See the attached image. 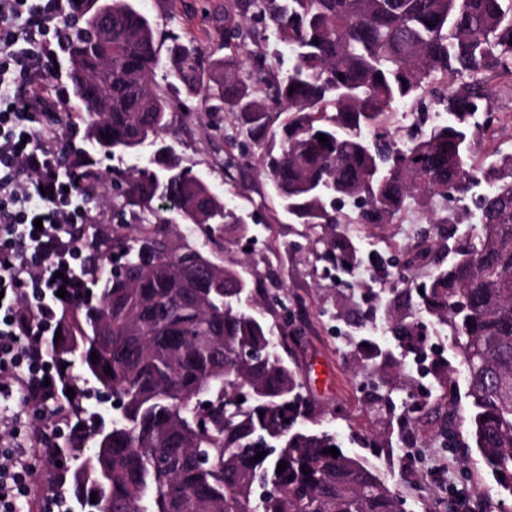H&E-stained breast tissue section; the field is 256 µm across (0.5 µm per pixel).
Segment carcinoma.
I'll list each match as a JSON object with an SVG mask.
<instances>
[{
  "label": "carcinoma",
  "instance_id": "carcinoma-1",
  "mask_svg": "<svg viewBox=\"0 0 512 512\" xmlns=\"http://www.w3.org/2000/svg\"><path fill=\"white\" fill-rule=\"evenodd\" d=\"M81 2L68 41L71 94L83 103L85 77L112 111L78 113L97 155L80 152L66 165L99 180L98 156L151 147L157 169L114 182L119 221L98 232L93 260L114 255L119 265L65 306L61 338L46 346L58 387L50 416L71 434L47 435L38 450L43 499L57 508L70 499L80 512H399L402 502L365 461L307 426L304 381L279 352L288 341L272 346L263 317L288 312L283 273L270 265L249 278L246 263L175 236L179 222L215 235L244 218L172 162L163 134L175 113L156 84L160 72L205 111L229 113L242 145L262 149L260 170L288 218L321 229L310 241L318 260L352 272L368 255L338 225L423 214L428 228L383 263L387 297L371 280L366 308L338 301L336 318L360 333L358 374L378 399L400 382V360L362 335L368 321L381 317L404 355L426 345L423 315L448 328L476 452L512 495V152L476 164L477 119L487 127L497 120L487 75L512 80V0H233L207 57L191 39L162 49L131 0ZM103 10L112 12L110 40ZM260 25L290 48L287 73L243 67L242 48ZM221 49L224 57L215 56ZM272 102L288 113L279 130ZM399 104L421 114L403 137L389 124ZM468 196L476 240L457 239L446 263L453 225L470 219L460 205ZM450 197L459 205L448 206ZM345 200L355 206L349 216L338 207ZM421 266L430 272L417 284L410 276ZM264 280L275 292L258 287ZM430 375L437 438L461 448L454 373L438 357ZM89 382L117 399L112 419L85 407ZM331 447L338 456L323 453Z\"/></svg>",
  "mask_w": 512,
  "mask_h": 512
}]
</instances>
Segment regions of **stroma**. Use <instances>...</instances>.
Segmentation results:
<instances>
[{"label":"stroma","mask_w":512,"mask_h":512,"mask_svg":"<svg viewBox=\"0 0 512 512\" xmlns=\"http://www.w3.org/2000/svg\"><path fill=\"white\" fill-rule=\"evenodd\" d=\"M228 0H133L153 23L159 41L172 36L208 46L217 37L216 20ZM177 118L166 141L181 168L204 180L246 220L244 230L225 226L223 234L197 232L207 251L224 261L246 259L260 264L280 259L290 274L289 284L306 301L309 316L303 342L285 359L295 365L316 411V429L335 435L350 454L360 456L405 500L406 512H430L446 500L447 512H485L488 503L512 508V497L497 493V483L479 455L468 448H442L435 427L414 422L412 442L401 438L399 406L404 394L393 392L394 406L371 402V389L356 377L359 365L348 336L350 328L334 316L336 300L357 296L359 276L337 282L324 262L310 253L314 230L292 224L279 208L273 184L257 168L226 169L239 156L228 137L230 115L203 111L199 99L171 91Z\"/></svg>","instance_id":"35a3bbf8"}]
</instances>
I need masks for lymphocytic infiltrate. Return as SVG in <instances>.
Instances as JSON below:
<instances>
[{
	"label": "lymphocytic infiltrate",
	"instance_id": "lymphocytic-infiltrate-1",
	"mask_svg": "<svg viewBox=\"0 0 512 512\" xmlns=\"http://www.w3.org/2000/svg\"><path fill=\"white\" fill-rule=\"evenodd\" d=\"M77 9L76 0H0V420L55 395L44 344L62 304L82 299L98 275L87 265L85 199L60 166L68 145L55 122L35 120L65 45L61 23ZM41 445L36 433L0 435V512H22L27 459Z\"/></svg>",
	"mask_w": 512,
	"mask_h": 512
}]
</instances>
